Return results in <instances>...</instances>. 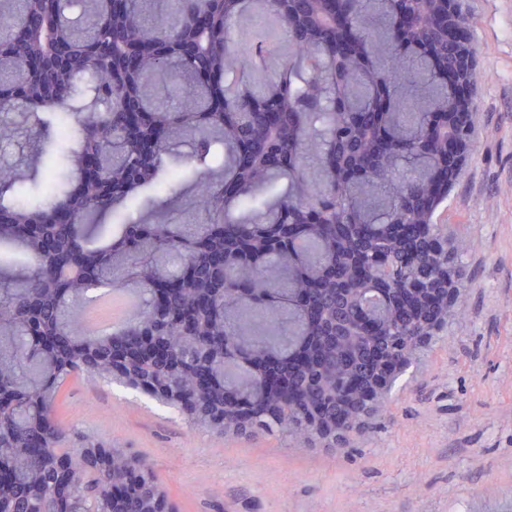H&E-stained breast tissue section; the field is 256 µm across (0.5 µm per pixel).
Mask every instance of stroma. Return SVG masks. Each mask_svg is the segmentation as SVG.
<instances>
[{
    "label": "stroma",
    "instance_id": "35a3bbf8",
    "mask_svg": "<svg viewBox=\"0 0 512 512\" xmlns=\"http://www.w3.org/2000/svg\"><path fill=\"white\" fill-rule=\"evenodd\" d=\"M460 8L477 123L442 223L463 295L351 447L278 431L220 438L117 381L62 386V423L147 459L176 512H512V0ZM14 121L0 166L42 143L25 115Z\"/></svg>",
    "mask_w": 512,
    "mask_h": 512
}]
</instances>
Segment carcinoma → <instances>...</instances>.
<instances>
[{"instance_id":"carcinoma-1","label":"carcinoma","mask_w":512,"mask_h":512,"mask_svg":"<svg viewBox=\"0 0 512 512\" xmlns=\"http://www.w3.org/2000/svg\"><path fill=\"white\" fill-rule=\"evenodd\" d=\"M0 0V144L15 137L4 117L22 112L54 141L44 151L68 171L38 183L0 167V393L12 403L0 421V512H145L153 507L152 468L99 445V464L81 448H64L70 433L57 419L60 387L87 373L112 380V350L165 336L181 352L167 383L192 399L193 366L214 371L202 396L224 436V394L252 408L267 399L239 358H275L293 394L305 391L329 416L352 391V378L374 377L359 329L411 341L421 323L398 312L406 288L428 266L438 239L406 260L393 252L396 226L416 233L433 223L431 202L446 197L435 182L448 142H427L431 125L448 120L453 102L444 79L448 33L436 26L433 0H404L408 30L394 31L396 0H340L336 23L324 0ZM272 14L288 36V57L273 77H259L271 54L257 41L236 44L230 25L245 15ZM37 21L68 48L72 66L42 82L22 60L43 42L18 26ZM201 37L205 54L184 59L181 41ZM110 42L141 50L139 71L122 92L94 47ZM180 95L170 105L171 86ZM140 101V134L164 133L147 162L137 163L122 131L121 93ZM186 145L196 171L190 184L196 223L174 224L185 190L168 159ZM267 148L287 165L264 164ZM103 160L104 182L84 179L83 159ZM145 193L159 201L137 224L105 237L106 217ZM59 252L79 251L97 271L41 260L42 239ZM224 251L222 269L201 266L170 295L164 310L150 302L155 286L177 279L204 248ZM126 289L143 306L121 328L98 334L78 328L74 304L100 290ZM191 316L197 343L185 337ZM391 389L408 364L381 340ZM257 430L276 427L310 439L300 406L278 419L257 416Z\"/></svg>"}]
</instances>
